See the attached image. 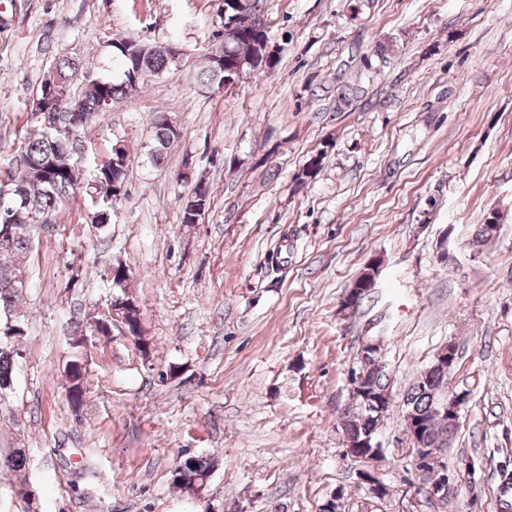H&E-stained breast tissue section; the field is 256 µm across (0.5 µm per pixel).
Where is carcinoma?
<instances>
[{
    "instance_id": "carcinoma-1",
    "label": "carcinoma",
    "mask_w": 512,
    "mask_h": 512,
    "mask_svg": "<svg viewBox=\"0 0 512 512\" xmlns=\"http://www.w3.org/2000/svg\"><path fill=\"white\" fill-rule=\"evenodd\" d=\"M241 36L235 40L224 41L219 48L224 67L218 68L216 55L206 56L203 68L204 81L213 83L217 79L228 80L235 76V64L240 58L246 57L251 51V43L256 37L267 35L261 9L241 14L238 22ZM115 55L113 63L119 68L122 80L113 81L106 76H99L100 82L94 85L84 84L80 89L74 88L75 75L85 68L82 61L68 56L54 60L52 70L69 81L70 91L79 97L86 110L95 115V121L104 119L107 110L102 108L105 101L114 102L130 95L136 86L151 76L163 73L174 63L168 49L144 40L128 39L113 45ZM73 113L50 110L39 122L32 123L33 130L20 139V165L31 168L34 177L26 184L23 194L16 196L13 210L9 215L10 222L0 219V313L9 316L16 307L23 287L19 280L22 270L14 265L15 257L29 251L31 240L28 231L36 225V221L44 218L49 223H56L55 216L61 204L67 199L81 193L90 198L94 204L91 212L92 222L103 226L112 216V203L117 201L111 193L112 179H121L128 183L130 169L126 149L121 148L110 152L101 161L92 163V173L88 180L83 181L74 157L86 158L87 127L77 130L74 139L69 141L63 131L72 126ZM178 136L176 129L168 120L159 117L153 122V147L150 149L154 162L164 159V152ZM323 153L312 156L306 163L301 174L296 178L297 185H304L322 166ZM195 202H187L182 206V223L192 224L196 217L194 207L206 208L210 198L207 182L199 178L194 182ZM499 216L490 213L484 224L475 233L474 242L484 245L497 234ZM15 349L13 341L0 332V393L11 389L14 383ZM67 369L68 402L72 410L80 412L85 401L87 390L86 372L81 361H70ZM364 366L367 370L368 391L376 392L388 384L385 370L376 365ZM450 370L435 364L420 372L405 396L406 410H410L424 423L421 442L424 447L435 446L439 449L448 447V440L458 428L443 414L442 404L448 396V376ZM384 415L365 401L364 394L357 392L345 408L342 432L350 440H358L367 435L376 434L380 420ZM210 462L202 457L191 456L175 469V482L188 489L193 484L207 478Z\"/></svg>"
}]
</instances>
